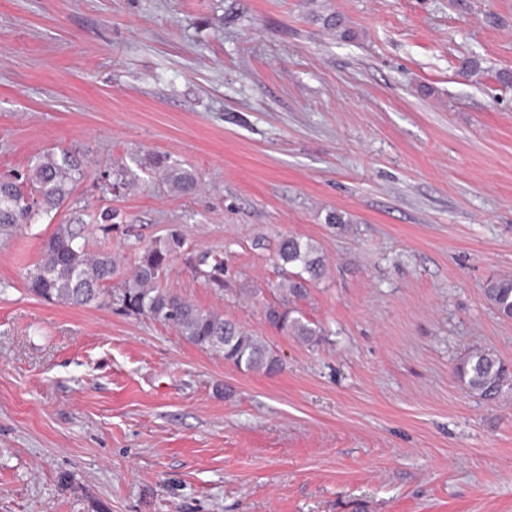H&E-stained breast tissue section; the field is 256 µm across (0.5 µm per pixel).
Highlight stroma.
Here are the masks:
<instances>
[{"label": "stroma", "instance_id": "1", "mask_svg": "<svg viewBox=\"0 0 512 512\" xmlns=\"http://www.w3.org/2000/svg\"><path fill=\"white\" fill-rule=\"evenodd\" d=\"M503 69L512 0H0V179L49 151L85 171L0 236V512H512V394L452 374L475 349L512 363L483 292L512 275ZM157 155L196 191L161 185ZM76 219L128 268L178 230L161 287L265 337L283 370L107 297L31 294ZM286 235L327 261L298 305L315 347L263 318Z\"/></svg>", "mask_w": 512, "mask_h": 512}]
</instances>
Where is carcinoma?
<instances>
[{
    "mask_svg": "<svg viewBox=\"0 0 512 512\" xmlns=\"http://www.w3.org/2000/svg\"><path fill=\"white\" fill-rule=\"evenodd\" d=\"M324 27L342 40L355 34L343 19L330 13ZM154 164L165 170V181L180 193L189 194L197 184L194 173L157 157ZM83 170L71 155L45 153L29 169V192L15 180H0V231L19 229L31 223L34 207L56 208L71 194ZM85 225L61 224L44 245L43 259L26 275L29 291L60 304L85 306L108 296L127 312L147 316L178 332L194 346L213 352L239 369L272 375L283 368L282 361L262 336H258L216 311L197 308L180 295L159 285L172 255L181 249L183 239L173 230L159 243L140 251L135 269L120 288H109L118 273L116 260L108 253L90 255L80 242ZM276 259L286 269L275 285L278 302L265 306V321L304 345L315 346L323 330L303 317L294 307L309 292L308 284L325 273L324 258L318 247L296 236L280 239ZM486 300L499 315L512 319V277L489 280ZM454 375L470 393L494 402L512 392V368L489 350L469 352L454 368Z\"/></svg>",
    "mask_w": 512,
    "mask_h": 512,
    "instance_id": "obj_1",
    "label": "carcinoma"
}]
</instances>
